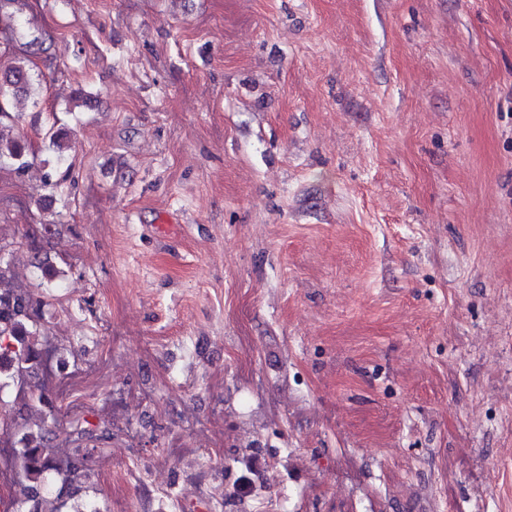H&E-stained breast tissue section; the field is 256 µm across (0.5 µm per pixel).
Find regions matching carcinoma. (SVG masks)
<instances>
[{"instance_id":"carcinoma-1","label":"carcinoma","mask_w":512,"mask_h":512,"mask_svg":"<svg viewBox=\"0 0 512 512\" xmlns=\"http://www.w3.org/2000/svg\"><path fill=\"white\" fill-rule=\"evenodd\" d=\"M22 55L14 58L0 72V115L7 114L10 100L30 95L34 85V50L42 48L35 36L24 43ZM28 144L24 136L4 137L0 127V162L10 161L21 171L28 166ZM40 300L27 291L11 285V273L0 271V379L18 386L19 395L29 396L28 414L6 417V435L22 432V447L12 449L8 462L14 473L16 487L13 512H21L30 504L32 512H62L67 500L87 493L85 479L95 452L80 445L54 448L47 444L45 417L30 413L39 405L50 404L39 385L40 373L46 369L43 350L36 339L37 331L29 325L31 313Z\"/></svg>"}]
</instances>
